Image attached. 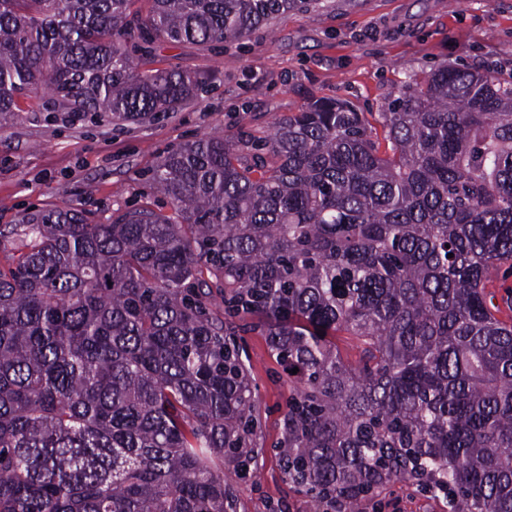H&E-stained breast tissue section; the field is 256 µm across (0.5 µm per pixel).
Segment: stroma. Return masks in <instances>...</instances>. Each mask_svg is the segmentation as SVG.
<instances>
[{"mask_svg": "<svg viewBox=\"0 0 512 512\" xmlns=\"http://www.w3.org/2000/svg\"><path fill=\"white\" fill-rule=\"evenodd\" d=\"M158 65L204 77L208 86L175 111L120 125L55 120L37 98L0 131V226L30 210L73 204L106 217L138 202L145 179L171 148L209 134L267 136L276 117L318 98L384 111L405 81L442 66L494 68L512 77V0H316L289 10L242 43L214 51L162 45ZM268 446L237 485L238 512H311L284 480L273 449L286 411L283 369L263 337L246 338ZM361 512H448L445 500L404 482L362 501Z\"/></svg>", "mask_w": 512, "mask_h": 512, "instance_id": "35a3bbf8", "label": "stroma"}]
</instances>
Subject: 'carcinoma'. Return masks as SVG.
Wrapping results in <instances>:
<instances>
[{"label":"carcinoma","mask_w":512,"mask_h":512,"mask_svg":"<svg viewBox=\"0 0 512 512\" xmlns=\"http://www.w3.org/2000/svg\"><path fill=\"white\" fill-rule=\"evenodd\" d=\"M140 2L0 0V130L32 95L172 112L205 81L153 67L159 45L239 42L300 0ZM377 121L383 151L316 99L167 151L104 221L0 227V512H236L224 466L265 448L248 334L288 372L274 448L316 512L395 481L512 512V320L489 291L512 274V82L442 67Z\"/></svg>","instance_id":"1"}]
</instances>
